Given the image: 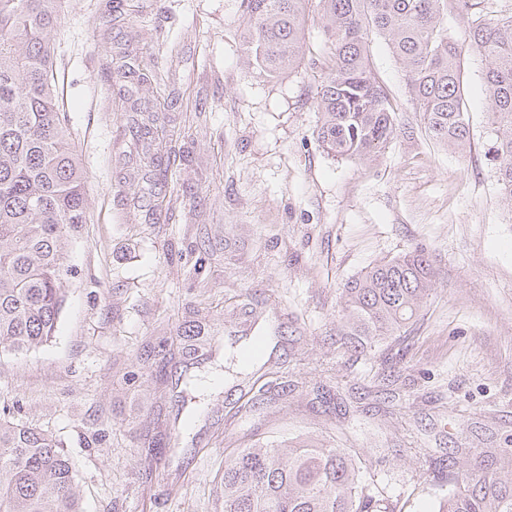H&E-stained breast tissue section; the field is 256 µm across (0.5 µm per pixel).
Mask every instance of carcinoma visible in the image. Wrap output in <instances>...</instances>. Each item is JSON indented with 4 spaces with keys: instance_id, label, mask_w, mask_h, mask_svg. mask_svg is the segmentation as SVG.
Here are the masks:
<instances>
[{
    "instance_id": "obj_1",
    "label": "carcinoma",
    "mask_w": 512,
    "mask_h": 512,
    "mask_svg": "<svg viewBox=\"0 0 512 512\" xmlns=\"http://www.w3.org/2000/svg\"><path fill=\"white\" fill-rule=\"evenodd\" d=\"M311 0H239L249 66L275 77L298 64ZM64 0H0V353H27L54 334L69 267L70 232L87 223L86 176L61 111L51 32ZM331 67L317 92V141L330 155L367 160L397 132L386 89L370 66L369 35L402 65L428 136L469 142L462 59L486 61L488 119L498 181L512 203V15L491 18L483 0H457L464 36L444 24L448 0H318ZM151 108L129 132L157 168ZM433 261L415 248L367 267L342 289L344 335L365 350L401 332L431 290ZM206 340L190 329L170 356H197ZM428 470L450 490L439 512H512V454L495 472ZM361 461L346 448L274 444L224 462V512H394L367 492ZM0 512H82L73 468L49 434L0 416Z\"/></svg>"
}]
</instances>
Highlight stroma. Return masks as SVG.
<instances>
[{
    "instance_id": "35a3bbf8",
    "label": "stroma",
    "mask_w": 512,
    "mask_h": 512,
    "mask_svg": "<svg viewBox=\"0 0 512 512\" xmlns=\"http://www.w3.org/2000/svg\"><path fill=\"white\" fill-rule=\"evenodd\" d=\"M121 3L111 17L105 0H66L53 33L87 222L54 337L0 355V408L61 442L84 512H224L226 458L300 441L350 449L396 512H437L448 486L424 460L493 470L512 448V207L485 60H462L457 153L429 139L402 65L371 36L400 130L376 159H337L315 136L329 66L317 0L297 67L277 78L248 67L238 0ZM130 53L141 78L110 72ZM137 99L176 149L165 177L128 133ZM417 247L435 275L402 361L348 352L344 284ZM189 326L212 350L166 361Z\"/></svg>"
}]
</instances>
